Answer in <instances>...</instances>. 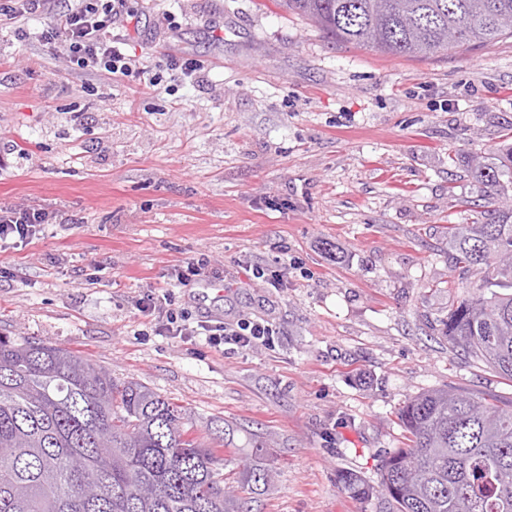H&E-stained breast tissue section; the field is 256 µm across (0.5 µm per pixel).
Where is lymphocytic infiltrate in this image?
<instances>
[{"mask_svg":"<svg viewBox=\"0 0 512 512\" xmlns=\"http://www.w3.org/2000/svg\"><path fill=\"white\" fill-rule=\"evenodd\" d=\"M125 0H0V28L12 29L17 39L27 37L24 20L43 15L51 22L41 32L44 44L62 48L70 62L80 69L107 76L136 71L137 62L129 54L123 39L112 34V21ZM53 216L41 209L0 206V248L9 239H32L37 226L52 221ZM139 306L157 314L154 331L159 336H202L214 348L234 344L249 349L273 343L277 329L259 319L230 325L200 321L189 325V314L176 305L172 291L162 297L148 294Z\"/></svg>","mask_w":512,"mask_h":512,"instance_id":"lymphocytic-infiltrate-1","label":"lymphocytic infiltrate"}]
</instances>
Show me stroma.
I'll return each instance as SVG.
<instances>
[{"mask_svg":"<svg viewBox=\"0 0 512 512\" xmlns=\"http://www.w3.org/2000/svg\"><path fill=\"white\" fill-rule=\"evenodd\" d=\"M112 26L158 86L107 78L0 31V206L53 213L0 251V334L74 350L233 426L235 471L275 477L251 512H383L399 409L432 388L512 401L442 318L479 277L446 228L471 224V158L512 128V38L425 58L335 43L279 0H126ZM196 66L201 82L184 77ZM208 257L221 289L180 285ZM281 271L265 287L255 266ZM174 286L193 319L262 318L272 347L157 336L136 303Z\"/></svg>","mask_w":512,"mask_h":512,"instance_id":"stroma-1","label":"stroma"}]
</instances>
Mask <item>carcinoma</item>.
<instances>
[{
    "label": "carcinoma",
    "instance_id": "1",
    "mask_svg": "<svg viewBox=\"0 0 512 512\" xmlns=\"http://www.w3.org/2000/svg\"><path fill=\"white\" fill-rule=\"evenodd\" d=\"M326 37L383 53L428 56L512 36V0H282ZM485 221L448 225L455 268L480 283L448 308V344L512 379V144L468 162ZM407 447L390 451L374 487L355 472L341 490L395 512H512V405L437 388L399 413ZM191 412L117 380L66 348L0 335V512H240ZM274 468L243 484L258 494Z\"/></svg>",
    "mask_w": 512,
    "mask_h": 512
}]
</instances>
